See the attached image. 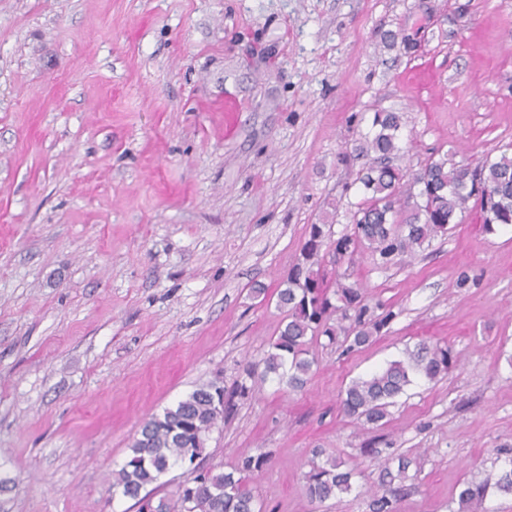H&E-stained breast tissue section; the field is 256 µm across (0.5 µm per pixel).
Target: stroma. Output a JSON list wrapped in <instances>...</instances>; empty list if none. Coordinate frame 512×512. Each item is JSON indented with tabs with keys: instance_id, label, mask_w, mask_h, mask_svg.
<instances>
[{
	"instance_id": "stroma-1",
	"label": "stroma",
	"mask_w": 512,
	"mask_h": 512,
	"mask_svg": "<svg viewBox=\"0 0 512 512\" xmlns=\"http://www.w3.org/2000/svg\"><path fill=\"white\" fill-rule=\"evenodd\" d=\"M387 111L411 177L512 143V0H0V512H134L108 489L141 422L263 356L309 226L352 224L353 146ZM322 253L395 319L358 350L312 342L306 388L238 403L214 462L272 452L262 512H367L370 439L417 460L397 512H452L512 457V228L468 213L385 269ZM421 343L451 348L448 374L381 429L341 411ZM331 456L359 491L310 502Z\"/></svg>"
}]
</instances>
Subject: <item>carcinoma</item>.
Here are the masks:
<instances>
[{
	"mask_svg": "<svg viewBox=\"0 0 512 512\" xmlns=\"http://www.w3.org/2000/svg\"><path fill=\"white\" fill-rule=\"evenodd\" d=\"M371 127L373 132L353 147L355 155L368 158L369 163L359 178L365 192L352 227L335 238L332 225H310L299 256L276 290V306L284 317L264 357L245 363L231 386L220 378L203 383L145 420L130 455L113 472L109 498L132 499L138 512H260L248 479L271 462L272 454L266 451L242 458L234 474L194 467L173 503L154 499L148 486L173 466L206 457L210 435L219 422L238 402L258 394L267 380L276 381L285 391L302 390L314 364L309 358L313 339L323 336L331 346L343 341L346 349L354 350L368 345L394 319L391 310L374 314L361 287L343 282L345 275L329 284L320 261L322 247H332L338 262L353 263L365 256L384 269L414 257L432 240L448 236L458 217L471 208L488 232L512 227V153L487 157L473 168L450 165L446 158L434 160L413 178L418 193H406V173L391 164L399 151L402 117L397 112H376ZM452 363L449 348L422 344L408 358L391 360L352 379L341 393V405L362 425L381 428L389 408L406 394L414 376L433 381ZM413 463L404 455L381 462L384 489L371 494L369 512H396L402 483ZM354 477L355 472L342 461L328 458L305 474L306 495L313 503L336 499L353 490ZM490 493L512 495V466L494 477L464 482L456 512H482Z\"/></svg>",
	"mask_w": 512,
	"mask_h": 512,
	"instance_id": "carcinoma-1",
	"label": "carcinoma"
}]
</instances>
